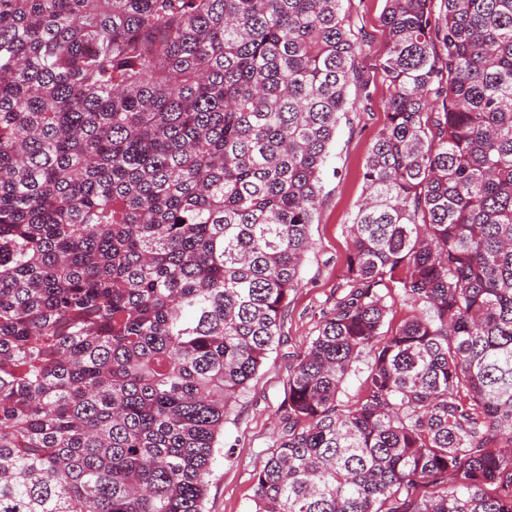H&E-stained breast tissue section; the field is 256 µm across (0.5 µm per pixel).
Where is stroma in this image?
<instances>
[{
    "mask_svg": "<svg viewBox=\"0 0 512 512\" xmlns=\"http://www.w3.org/2000/svg\"><path fill=\"white\" fill-rule=\"evenodd\" d=\"M354 28L364 37L358 55V81L349 90L357 99L368 89L373 109L342 116L324 169L320 207L310 227L312 246L280 322L279 340L257 377L240 397L224 427L223 446L212 465L205 512H251L253 475L265 460L288 394V376L305 353L340 293L348 252L347 226L364 190L362 171L368 149L386 121L389 94L378 63L388 46L382 24L385 0H344Z\"/></svg>",
    "mask_w": 512,
    "mask_h": 512,
    "instance_id": "1",
    "label": "stroma"
}]
</instances>
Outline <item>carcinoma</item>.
Here are the masks:
<instances>
[{"label":"carcinoma","instance_id":"1","mask_svg":"<svg viewBox=\"0 0 512 512\" xmlns=\"http://www.w3.org/2000/svg\"><path fill=\"white\" fill-rule=\"evenodd\" d=\"M342 2L0 0V512H204L349 111ZM383 24L344 292L254 512H512V0ZM366 358H361L359 362L354 364L353 370L350 375L346 378L344 383L341 386L340 398L345 402L352 403L356 401L360 394L361 382L363 380V375L361 371L366 369Z\"/></svg>","mask_w":512,"mask_h":512}]
</instances>
